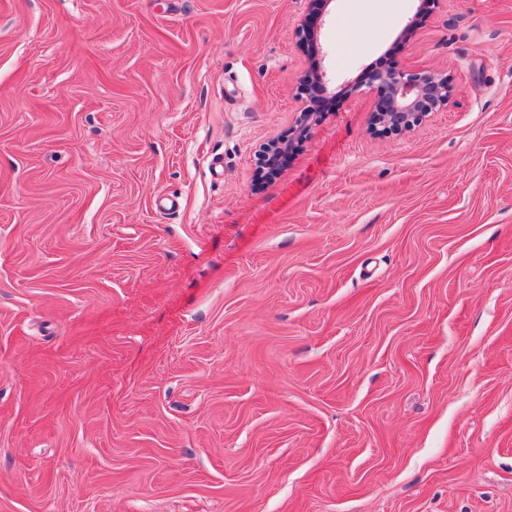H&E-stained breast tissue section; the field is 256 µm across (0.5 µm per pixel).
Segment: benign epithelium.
Masks as SVG:
<instances>
[{"instance_id":"7a95c632","label":"benign epithelium","mask_w":512,"mask_h":512,"mask_svg":"<svg viewBox=\"0 0 512 512\" xmlns=\"http://www.w3.org/2000/svg\"><path fill=\"white\" fill-rule=\"evenodd\" d=\"M366 81L380 90L371 127L384 132L416 126L427 114L447 108L454 92L448 75L442 72H408L400 66L373 71Z\"/></svg>"}]
</instances>
